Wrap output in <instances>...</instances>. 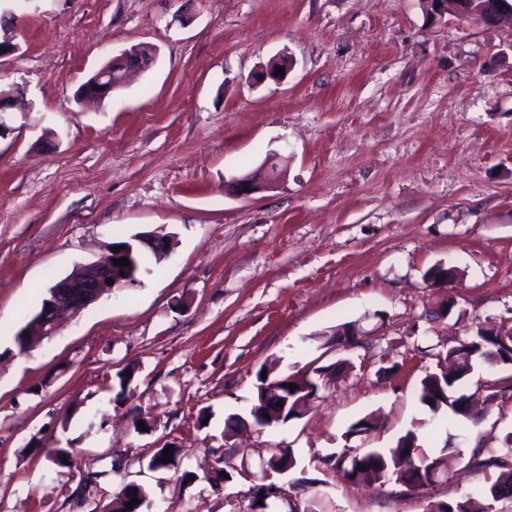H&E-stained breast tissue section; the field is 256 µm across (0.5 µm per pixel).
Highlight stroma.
<instances>
[{"label": "stroma", "instance_id": "stroma-1", "mask_svg": "<svg viewBox=\"0 0 512 512\" xmlns=\"http://www.w3.org/2000/svg\"><path fill=\"white\" fill-rule=\"evenodd\" d=\"M9 5L0 40L18 49L0 85L24 86L28 109L0 138V512H91L132 481L146 512H247L243 471L277 447L298 460L277 481L303 512H424L488 486L479 462L512 432V365L483 421L452 430L448 478L425 496L350 484L323 460L414 429L437 353L476 325L512 327V26L432 23L421 0ZM137 44L157 51L149 70L105 105L76 101ZM281 54L283 82L248 83ZM271 155L274 183L225 193ZM141 233L174 248L19 352L31 303ZM438 264L458 272L449 287L425 281ZM349 322L363 335L345 352L334 332ZM342 358L301 418L225 438L262 365ZM370 413L380 428L348 436ZM167 443L186 451L179 468L149 471ZM216 467L233 477L220 490Z\"/></svg>", "mask_w": 512, "mask_h": 512}]
</instances>
